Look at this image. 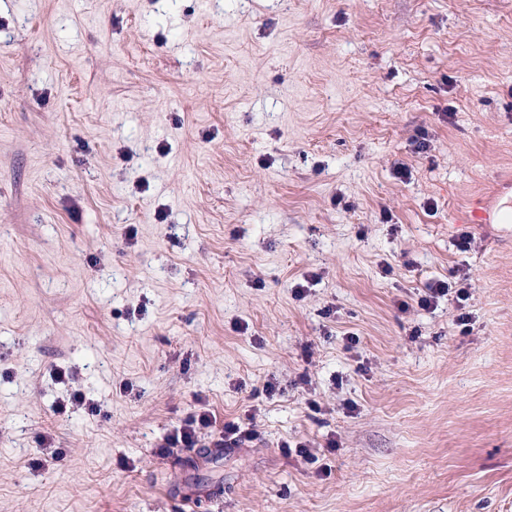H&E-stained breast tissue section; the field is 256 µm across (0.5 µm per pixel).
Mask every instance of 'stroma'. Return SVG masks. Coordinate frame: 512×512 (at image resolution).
I'll list each match as a JSON object with an SVG mask.
<instances>
[{
  "label": "stroma",
  "instance_id": "1",
  "mask_svg": "<svg viewBox=\"0 0 512 512\" xmlns=\"http://www.w3.org/2000/svg\"><path fill=\"white\" fill-rule=\"evenodd\" d=\"M510 170L512 0H0V512H512ZM468 221L472 224H510L512 223V213L504 216L500 208H495L492 204H482L473 209L468 215ZM208 411L201 414H191L176 430L166 438V446L162 448H194L197 445V432L200 428H209L216 422ZM251 432H245L238 422H226L219 431L217 440L213 442V448H239L245 441H250Z\"/></svg>",
  "mask_w": 512,
  "mask_h": 512
}]
</instances>
